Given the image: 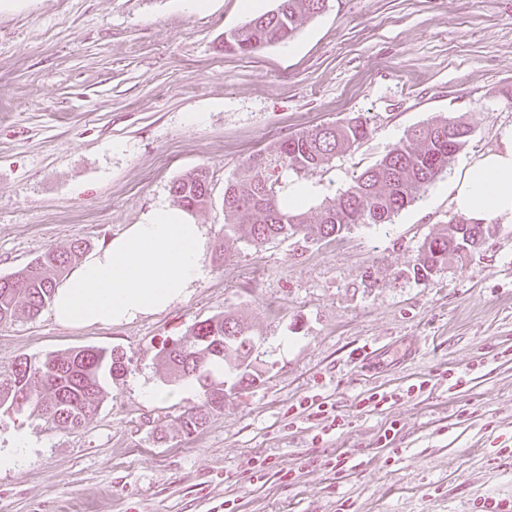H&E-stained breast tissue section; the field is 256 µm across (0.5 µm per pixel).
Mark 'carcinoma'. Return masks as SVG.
<instances>
[{
    "label": "carcinoma",
    "mask_w": 512,
    "mask_h": 512,
    "mask_svg": "<svg viewBox=\"0 0 512 512\" xmlns=\"http://www.w3.org/2000/svg\"><path fill=\"white\" fill-rule=\"evenodd\" d=\"M328 2L276 0L273 9L225 32L224 51L248 57L264 46L288 42L303 20L323 12ZM472 132V124L460 117H434L412 127L378 163L356 176L339 198L324 204L315 224L308 223L302 211L288 208V173L301 178L324 169L365 140L371 129L357 116L293 133L250 156L227 182L225 227L260 246L297 236L332 241L360 224H389L448 171ZM209 185V172L200 167L179 178L172 193L179 206L192 212L207 205ZM490 228L462 216L442 225L419 245L414 276L424 279L448 265V260L462 258L465 246L479 249L491 237ZM87 248L78 240L67 251L49 248L13 274L1 276L0 324L21 314L38 316ZM252 348L244 321L226 312L195 324L190 335L162 347L160 353L173 373L196 380L204 389V402L180 417L184 434L200 431L211 416L224 412L225 382L214 379L215 370L233 377L234 389L256 383L259 374L248 361ZM113 355L112 350L83 348L38 360L19 357L9 372L0 375V412L15 413L33 405L54 424L70 429L84 426L104 398L103 379L113 375Z\"/></svg>",
    "instance_id": "carcinoma-1"
}]
</instances>
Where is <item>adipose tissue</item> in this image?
Segmentation results:
<instances>
[{
  "label": "adipose tissue",
  "mask_w": 512,
  "mask_h": 512,
  "mask_svg": "<svg viewBox=\"0 0 512 512\" xmlns=\"http://www.w3.org/2000/svg\"><path fill=\"white\" fill-rule=\"evenodd\" d=\"M456 211L479 224L512 223V129L467 165L453 185ZM207 230L179 207H162L87 254L59 285L54 320L67 327L112 326L186 299L206 273Z\"/></svg>",
  "instance_id": "obj_1"
}]
</instances>
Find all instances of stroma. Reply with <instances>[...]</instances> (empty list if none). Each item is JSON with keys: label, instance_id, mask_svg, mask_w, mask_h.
Segmentation results:
<instances>
[{"label": "stroma", "instance_id": "stroma-1", "mask_svg": "<svg viewBox=\"0 0 512 512\" xmlns=\"http://www.w3.org/2000/svg\"><path fill=\"white\" fill-rule=\"evenodd\" d=\"M274 5L0 0V276L145 223L193 169L211 181L192 214L209 273L188 300L107 327H63L47 309L0 325V373L83 347L129 362L84 427L0 416V448L29 442L0 472V512H512V223L432 279L412 271L456 216L462 165L512 127V0H330L289 43L224 51L225 31ZM356 116L372 133L309 176L308 222L411 126L460 117L475 131L392 223L259 247L226 235L224 184L250 155ZM224 310L250 326L260 379L187 436L179 418L204 393L160 350ZM146 386L161 398L144 401ZM373 392L398 398L363 407ZM312 398L339 429L295 412Z\"/></svg>", "mask_w": 512, "mask_h": 512}]
</instances>
